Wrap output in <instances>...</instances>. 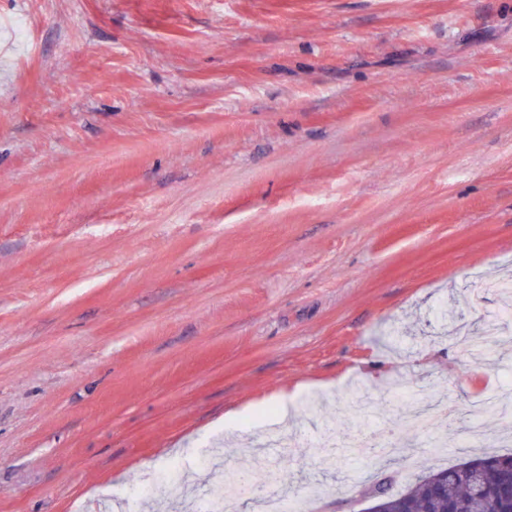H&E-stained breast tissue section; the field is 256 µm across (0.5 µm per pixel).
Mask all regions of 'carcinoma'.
Listing matches in <instances>:
<instances>
[{
    "label": "carcinoma",
    "instance_id": "cac0c4a2",
    "mask_svg": "<svg viewBox=\"0 0 512 512\" xmlns=\"http://www.w3.org/2000/svg\"><path fill=\"white\" fill-rule=\"evenodd\" d=\"M471 472L480 473L488 495L469 494L466 477ZM381 504L385 512H512V453L474 457L431 470Z\"/></svg>",
    "mask_w": 512,
    "mask_h": 512
}]
</instances>
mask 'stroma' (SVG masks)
Here are the masks:
<instances>
[{
  "label": "stroma",
  "instance_id": "obj_1",
  "mask_svg": "<svg viewBox=\"0 0 512 512\" xmlns=\"http://www.w3.org/2000/svg\"><path fill=\"white\" fill-rule=\"evenodd\" d=\"M508 278L512 0H0V512L274 468L363 512L504 453L493 410L401 416L512 370Z\"/></svg>",
  "mask_w": 512,
  "mask_h": 512
}]
</instances>
